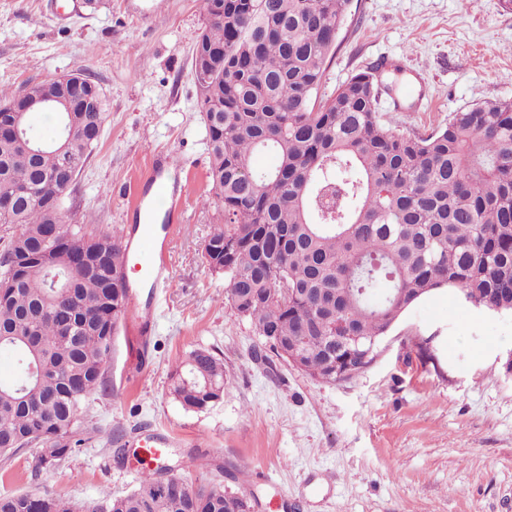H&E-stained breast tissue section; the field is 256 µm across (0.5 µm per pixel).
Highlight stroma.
Listing matches in <instances>:
<instances>
[{
  "mask_svg": "<svg viewBox=\"0 0 512 512\" xmlns=\"http://www.w3.org/2000/svg\"><path fill=\"white\" fill-rule=\"evenodd\" d=\"M0 0V90L83 68L109 117L63 207L97 233L126 224L129 186L159 151L186 163L172 285L144 356L118 333L106 394L89 399L86 441L56 467L27 448L0 462V494L45 492L84 505L132 489L140 440L174 443L177 473L254 494L255 512H512V313L465 303L449 288L412 304L373 364L351 379H312L267 353L201 261L224 221L204 205L206 132L191 72L205 27L196 0ZM378 67L379 110L398 132L424 134L457 111L512 100V10L503 0H351L323 86ZM196 348L224 359V399L189 411L169 390L172 365ZM126 450L116 460L114 447Z\"/></svg>",
  "mask_w": 512,
  "mask_h": 512,
  "instance_id": "stroma-1",
  "label": "stroma"
}]
</instances>
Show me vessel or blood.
<instances>
[{"instance_id":"b4317fda","label":"vessel or blood","mask_w":512,"mask_h":512,"mask_svg":"<svg viewBox=\"0 0 512 512\" xmlns=\"http://www.w3.org/2000/svg\"><path fill=\"white\" fill-rule=\"evenodd\" d=\"M181 165L172 156L163 155L150 164V183L133 204L136 218L142 219V228H130L124 241L121 259L126 276L134 284L150 288L146 301H132L126 317V328L130 335L144 339L152 333L154 316L160 305L161 289L172 284L171 269L166 254L181 226L180 214L186 203V191L170 182L169 174L180 170ZM165 202L164 222L155 224L154 201Z\"/></svg>"}]
</instances>
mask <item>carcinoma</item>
Masks as SVG:
<instances>
[{
  "label": "carcinoma",
  "mask_w": 512,
  "mask_h": 512,
  "mask_svg": "<svg viewBox=\"0 0 512 512\" xmlns=\"http://www.w3.org/2000/svg\"><path fill=\"white\" fill-rule=\"evenodd\" d=\"M197 39L224 64L192 63L210 164L206 205L224 224L202 263L227 281L224 298L282 360L336 383L349 336H386L419 298L449 287L467 303L512 312V101L453 113L424 135L386 127L376 71L319 89L351 0H198ZM33 84L0 91L6 106ZM88 142L71 144L72 173L88 162L107 120L104 97L78 101ZM273 153L256 171L255 152ZM53 149L34 155L0 136V224L17 228L0 252V349L18 373L0 380V459L37 446L55 464L76 446L83 403L107 388L106 364L130 288L124 227L96 234L62 212ZM63 225L51 238L47 226ZM224 360L197 348L170 371L187 410L224 400ZM143 471L136 487L81 509L62 497L0 495V512H254L253 494L212 479L193 486Z\"/></svg>",
  "instance_id": "1"
}]
</instances>
